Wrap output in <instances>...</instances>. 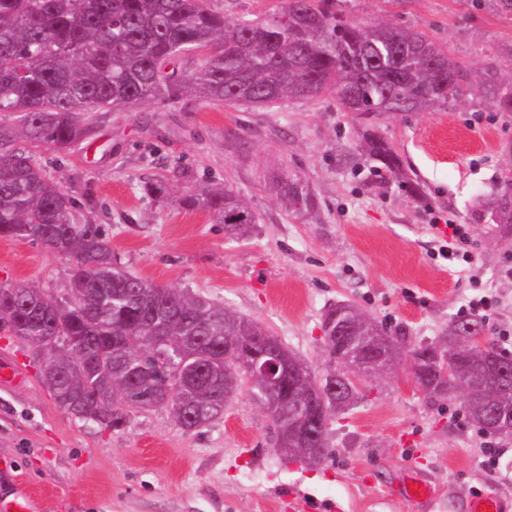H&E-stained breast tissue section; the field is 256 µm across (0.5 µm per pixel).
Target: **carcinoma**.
<instances>
[{
    "label": "carcinoma",
    "instance_id": "carcinoma-1",
    "mask_svg": "<svg viewBox=\"0 0 512 512\" xmlns=\"http://www.w3.org/2000/svg\"><path fill=\"white\" fill-rule=\"evenodd\" d=\"M341 0H285L263 19L228 21L217 0H0V237L27 240L72 261L65 304L28 283L0 294V333L29 345L57 402L74 417L119 429L131 410L157 404L176 423L203 427L232 399L225 390L233 361L224 347L250 344L263 326L204 296L149 282L125 269L112 253L103 225L81 215L74 200L40 164V154L82 144L95 133L96 113L164 102L192 93L208 102L267 106L284 98L336 96L344 112L370 123L391 112L446 107L468 95L465 66L424 32L348 18ZM200 49L208 54L184 74L175 61ZM493 62L480 80L498 111L512 114V81ZM364 151L378 169L397 174L402 160L376 136ZM280 194L296 205L312 199L299 181L284 177ZM207 211L232 238L246 235L256 216L229 186L185 197ZM486 217L512 224V177L493 193ZM330 307L322 327L334 360L346 354L331 332ZM470 317L448 326V358L467 385L463 411L481 431L512 424V357L495 372L460 345L463 334L482 329ZM82 337L83 349L101 363L88 370L80 351L65 347ZM280 385L250 396L275 428L278 450H309L311 462L330 448L334 400L317 387L320 378L284 349ZM409 350L413 377L437 398L452 389L443 363ZM181 369L191 381L177 392L159 373Z\"/></svg>",
    "mask_w": 512,
    "mask_h": 512
}]
</instances>
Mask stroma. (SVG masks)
I'll return each mask as SVG.
<instances>
[{"instance_id": "stroma-1", "label": "stroma", "mask_w": 512, "mask_h": 512, "mask_svg": "<svg viewBox=\"0 0 512 512\" xmlns=\"http://www.w3.org/2000/svg\"><path fill=\"white\" fill-rule=\"evenodd\" d=\"M368 23L427 33L479 75L500 60L512 78V15L470 0H347ZM379 134L404 161L405 182L376 172L361 155L364 127L323 93L267 107L166 102L100 113L91 142L41 157L80 212L105 225L129 271L200 294L262 325L317 372L333 369L321 323L352 304L414 345H436L473 299L494 307L483 336L512 355V233L484 219V204L512 174V115L473 93L445 108L395 112ZM299 178L314 209L274 191ZM164 181L157 202L144 190ZM227 184L257 217L229 237L181 200ZM467 225L472 262L442 257L448 238L433 220ZM69 258L41 245L0 239V284L31 283L68 296ZM22 361L26 379L0 388V500L26 489L33 512H469L478 493L512 498V435L468 423L462 399H437L416 385L409 359L366 378L360 398L330 423L319 463L287 459L274 427L241 392L207 426L187 431L170 410L132 411L113 430L75 418L43 383L32 349L0 335V367ZM418 479L437 497L409 503Z\"/></svg>"}]
</instances>
